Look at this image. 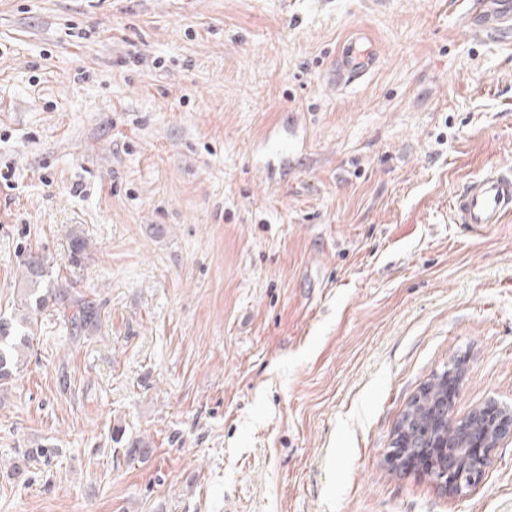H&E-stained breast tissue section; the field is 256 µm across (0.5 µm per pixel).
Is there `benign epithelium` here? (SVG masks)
Wrapping results in <instances>:
<instances>
[{
  "label": "benign epithelium",
  "instance_id": "1",
  "mask_svg": "<svg viewBox=\"0 0 512 512\" xmlns=\"http://www.w3.org/2000/svg\"><path fill=\"white\" fill-rule=\"evenodd\" d=\"M427 390L420 391L402 414L393 435L395 456L412 452L434 456L429 473L436 483L449 493L479 484L493 465L491 450L505 438H512V411L491 403L473 408L462 417L452 414V404L439 401L433 411L434 427L438 436L423 448H409L406 441L411 434L410 414L423 405Z\"/></svg>",
  "mask_w": 512,
  "mask_h": 512
}]
</instances>
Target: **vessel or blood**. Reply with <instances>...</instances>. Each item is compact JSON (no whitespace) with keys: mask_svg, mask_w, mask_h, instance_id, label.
<instances>
[{"mask_svg":"<svg viewBox=\"0 0 512 512\" xmlns=\"http://www.w3.org/2000/svg\"><path fill=\"white\" fill-rule=\"evenodd\" d=\"M465 23L471 33L499 43L512 42V0H469ZM373 42L354 34L326 74L333 90H344L367 77L377 66ZM450 209L456 223L480 233L512 216V173L492 169L470 180L454 196Z\"/></svg>","mask_w":512,"mask_h":512,"instance_id":"1","label":"vessel or blood"}]
</instances>
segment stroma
Masks as SVG:
<instances>
[{
    "mask_svg": "<svg viewBox=\"0 0 512 512\" xmlns=\"http://www.w3.org/2000/svg\"><path fill=\"white\" fill-rule=\"evenodd\" d=\"M464 2L0 0V316L31 251L99 310L0 386V512H512L511 438L458 494L389 456L448 367L512 409V218L448 207L512 171V44ZM377 63L374 43L360 33H355L344 43L328 70L327 85L335 91H342L367 77Z\"/></svg>",
    "mask_w": 512,
    "mask_h": 512,
    "instance_id": "35a3bbf8",
    "label": "stroma"
}]
</instances>
